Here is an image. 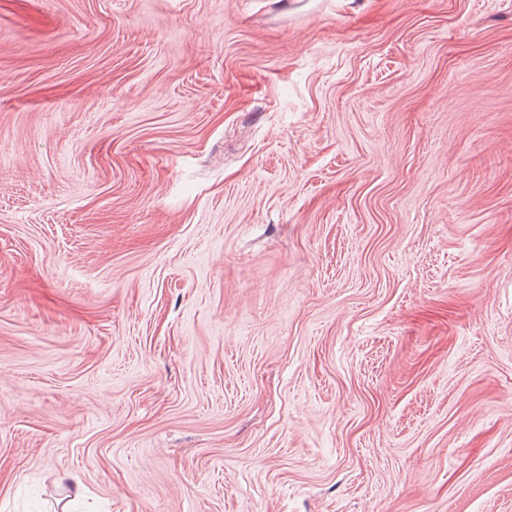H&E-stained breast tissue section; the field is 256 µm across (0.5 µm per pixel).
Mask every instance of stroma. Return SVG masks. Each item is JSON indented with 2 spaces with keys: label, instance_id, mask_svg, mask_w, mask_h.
I'll list each match as a JSON object with an SVG mask.
<instances>
[{
  "label": "stroma",
  "instance_id": "35a3bbf8",
  "mask_svg": "<svg viewBox=\"0 0 512 512\" xmlns=\"http://www.w3.org/2000/svg\"><path fill=\"white\" fill-rule=\"evenodd\" d=\"M512 512V0H0V512Z\"/></svg>",
  "mask_w": 512,
  "mask_h": 512
}]
</instances>
